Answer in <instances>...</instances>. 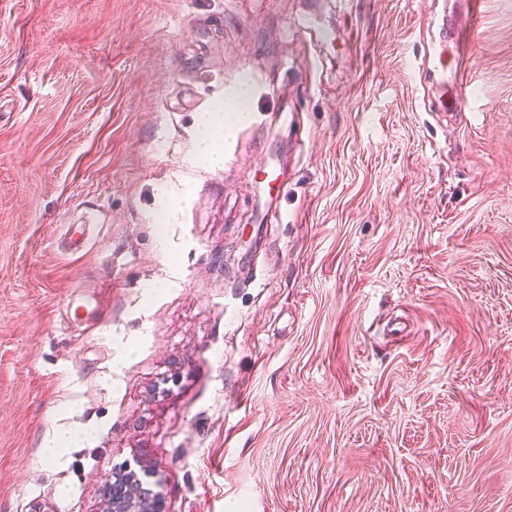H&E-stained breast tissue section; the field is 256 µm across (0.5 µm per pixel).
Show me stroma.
Instances as JSON below:
<instances>
[{"label": "stroma", "instance_id": "obj_1", "mask_svg": "<svg viewBox=\"0 0 512 512\" xmlns=\"http://www.w3.org/2000/svg\"><path fill=\"white\" fill-rule=\"evenodd\" d=\"M126 463L167 512H512V0H0V512ZM427 67L434 76H438L444 95L448 87V66L445 61L444 49L441 44H431L427 52ZM228 102H231L230 105L236 112H224ZM248 111L247 97L239 94L229 101H222L217 104L213 112H208L202 117V146L204 153L210 159L216 161L221 156V151L216 144L215 134L224 131V129L231 130L241 124Z\"/></svg>", "mask_w": 512, "mask_h": 512}]
</instances>
